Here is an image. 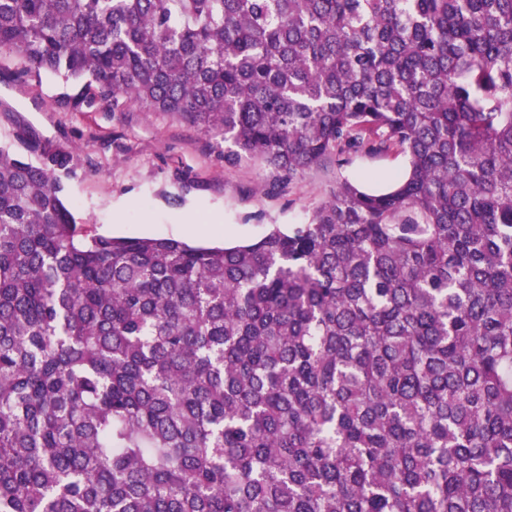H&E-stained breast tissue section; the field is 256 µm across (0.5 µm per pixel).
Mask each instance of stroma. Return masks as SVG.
Masks as SVG:
<instances>
[{
  "label": "stroma",
  "instance_id": "35a3bbf8",
  "mask_svg": "<svg viewBox=\"0 0 512 512\" xmlns=\"http://www.w3.org/2000/svg\"><path fill=\"white\" fill-rule=\"evenodd\" d=\"M69 93L53 78H27L17 58L0 55V143L35 164L47 151L64 157L66 205L93 234L252 242L270 225L306 223L339 178L382 190L406 171L403 155H359L263 194L269 171L248 160L225 163L221 137L138 105L115 110L97 103L74 112Z\"/></svg>",
  "mask_w": 512,
  "mask_h": 512
}]
</instances>
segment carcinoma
<instances>
[{
	"label": "carcinoma",
	"instance_id": "carcinoma-1",
	"mask_svg": "<svg viewBox=\"0 0 512 512\" xmlns=\"http://www.w3.org/2000/svg\"><path fill=\"white\" fill-rule=\"evenodd\" d=\"M224 137L306 224H75L0 146V512H512V0H0V52Z\"/></svg>",
	"mask_w": 512,
	"mask_h": 512
}]
</instances>
